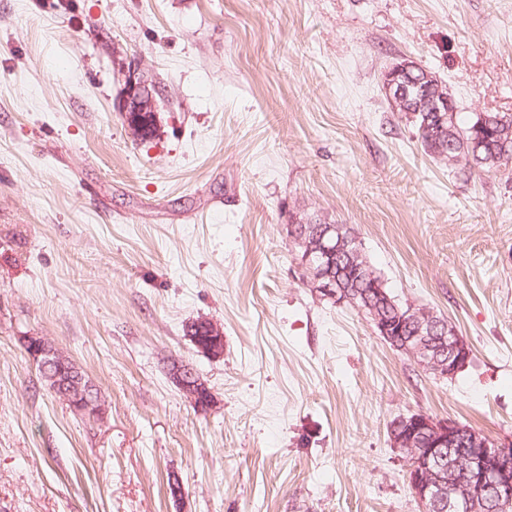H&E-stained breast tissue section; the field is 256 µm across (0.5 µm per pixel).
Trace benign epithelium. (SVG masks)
<instances>
[{
  "instance_id": "7a95c632",
  "label": "benign epithelium",
  "mask_w": 512,
  "mask_h": 512,
  "mask_svg": "<svg viewBox=\"0 0 512 512\" xmlns=\"http://www.w3.org/2000/svg\"><path fill=\"white\" fill-rule=\"evenodd\" d=\"M400 75L401 68H389L384 84L394 105L409 94V85L398 80ZM122 112L129 122L134 113L157 112L154 92L141 80L129 82ZM296 243L300 245L298 261L303 283L313 286L314 293L322 299L355 308L376 325L383 337L391 339L390 324L381 321L370 304H358V292L336 287L335 281L324 273L326 265L334 264L335 259L347 252L341 230L334 224L323 225L308 238H296ZM349 256L356 262L361 260V253L357 251L350 252ZM404 319L414 324V336L395 348L418 367L440 378H449L455 367L470 359L471 350L463 336L451 325L437 322L428 308L410 304ZM194 324H202L209 330L205 345L198 343V338L190 337L199 352L211 358L221 357L224 353L223 330L207 318L197 319ZM21 342L29 356L39 364L44 377L54 382L58 396L87 415L97 416L102 412L104 400L101 393L90 396L84 391L81 371L64 351L46 337L36 334L21 337ZM170 377L198 408L206 410L213 403L210 389L192 368L176 364ZM396 423L407 426V430H390V445L403 455L407 463L408 485L423 507L437 505L448 512H478L479 507L490 501L496 503L498 509L512 506L511 444L490 439L483 441L475 433L467 453L449 460L443 449L451 448L459 441L461 431L457 422L414 413L399 417ZM418 431L430 433L427 446L414 440Z\"/></svg>"
}]
</instances>
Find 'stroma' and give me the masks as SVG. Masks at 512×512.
<instances>
[{"mask_svg": "<svg viewBox=\"0 0 512 512\" xmlns=\"http://www.w3.org/2000/svg\"><path fill=\"white\" fill-rule=\"evenodd\" d=\"M404 59L460 119L512 116V0H0V512H423L394 418L512 441V166L426 152L382 88ZM297 216L347 225L465 367L436 377L312 293ZM202 316L220 358L186 335ZM30 333L102 418L49 390ZM122 112H124L128 123L133 127V129L135 128V124H131V112L134 114L153 112L155 120L157 100L154 92L142 80H139L138 82L136 80L134 82L131 80L128 84ZM141 119L145 123L144 128H148L142 137H151L155 131L153 116H149L148 118L144 116ZM198 325L197 327L195 325ZM200 324V325H199ZM209 330L204 327V326ZM186 335L192 340V343L197 347L199 352L211 358H219L224 353V333L223 330L213 321L207 318L196 319L186 329ZM191 335V336H189ZM204 342L206 336L209 337L207 345L198 343ZM24 349H28L29 356L39 364L42 376L55 382L57 395L66 400L77 411L87 415H99L104 406L100 392L91 394L88 398L87 390L83 389L84 374H81L73 360L53 342L44 336L29 334L21 337ZM52 389L53 382L45 380ZM170 377L177 387L201 410L208 409L213 396L207 384L187 365H173Z\"/></svg>", "mask_w": 512, "mask_h": 512, "instance_id": "stroma-1", "label": "stroma"}]
</instances>
